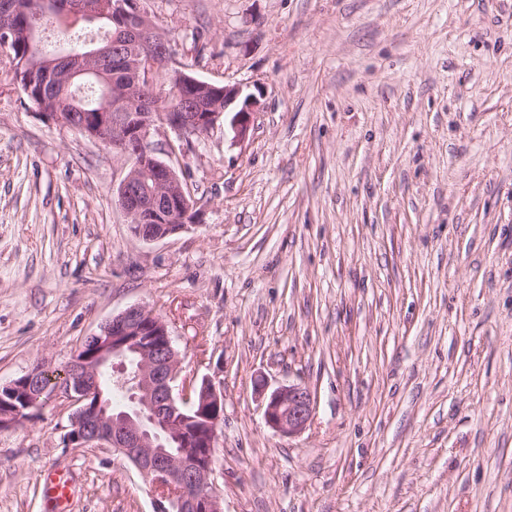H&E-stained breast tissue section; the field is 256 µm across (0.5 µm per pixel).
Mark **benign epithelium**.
<instances>
[{
	"mask_svg": "<svg viewBox=\"0 0 512 512\" xmlns=\"http://www.w3.org/2000/svg\"><path fill=\"white\" fill-rule=\"evenodd\" d=\"M38 6L65 27L108 13L117 29L143 35L123 59L136 74L130 86L109 79L100 68V62L115 53L107 42L93 43L79 55L61 44L51 54L66 63L63 74L51 75L53 81L70 87L83 76L95 77L109 111L83 110L72 93L67 95L70 107L63 112H45L35 100L32 104L47 120L73 128L131 160L118 201L135 237L150 242L188 228L197 217L191 192L176 169L157 156L148 140L150 130L168 129L180 140L201 136L228 120L230 113L228 121L242 140L258 107L257 98L242 95L238 84L202 80L177 61L142 0H110L105 5L95 0H40ZM162 96L170 106L158 119L149 111V102ZM106 370L131 392V410L117 412L103 398L100 377ZM46 375L39 367L0 387V400L9 396L24 404L0 411V431L22 424L45 399L64 397L77 405L66 434L68 444L111 448L122 454L151 484L157 512H223L214 478L223 390L209 377L181 376L174 338L154 309L129 306L100 332L86 337V345L60 370L57 381L44 382ZM253 390L266 424L280 434L298 435L313 419L314 396L303 384L271 390L261 377Z\"/></svg>",
	"mask_w": 512,
	"mask_h": 512,
	"instance_id": "7a95c632",
	"label": "benign epithelium"
}]
</instances>
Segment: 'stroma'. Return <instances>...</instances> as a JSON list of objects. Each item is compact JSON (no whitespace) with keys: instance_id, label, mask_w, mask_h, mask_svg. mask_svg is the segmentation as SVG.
<instances>
[{"instance_id":"stroma-1","label":"stroma","mask_w":512,"mask_h":512,"mask_svg":"<svg viewBox=\"0 0 512 512\" xmlns=\"http://www.w3.org/2000/svg\"><path fill=\"white\" fill-rule=\"evenodd\" d=\"M199 78L259 104L172 163L198 222L130 231L129 164L34 112L0 53V386L134 304L224 390V512H512V0H144ZM307 386L305 431L252 390ZM55 397L0 431V512H156ZM45 488L56 512H67L72 494L71 481L60 471L47 474Z\"/></svg>"}]
</instances>
